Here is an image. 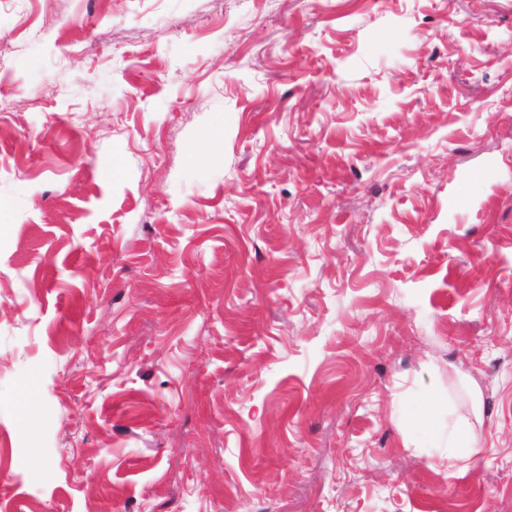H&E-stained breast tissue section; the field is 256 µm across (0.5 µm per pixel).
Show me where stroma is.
<instances>
[{
  "label": "stroma",
  "mask_w": 512,
  "mask_h": 512,
  "mask_svg": "<svg viewBox=\"0 0 512 512\" xmlns=\"http://www.w3.org/2000/svg\"><path fill=\"white\" fill-rule=\"evenodd\" d=\"M0 53V512H512V0H0ZM485 451L468 424L456 425L448 434V465L451 467L466 470L469 463Z\"/></svg>",
  "instance_id": "obj_1"
}]
</instances>
